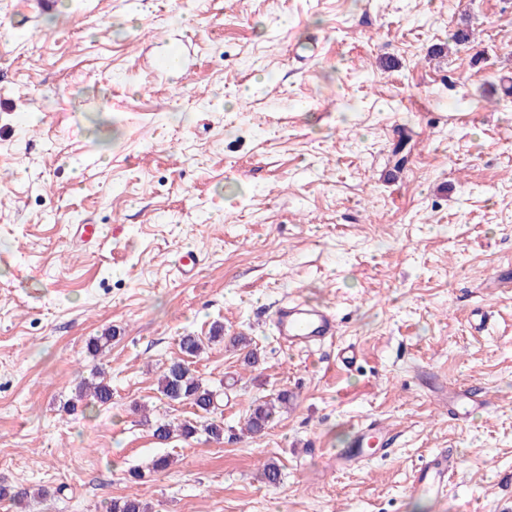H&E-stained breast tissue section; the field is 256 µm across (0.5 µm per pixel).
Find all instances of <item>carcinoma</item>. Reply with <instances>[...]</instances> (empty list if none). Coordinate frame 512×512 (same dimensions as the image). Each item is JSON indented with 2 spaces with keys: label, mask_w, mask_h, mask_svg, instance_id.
I'll list each match as a JSON object with an SVG mask.
<instances>
[{
  "label": "carcinoma",
  "mask_w": 512,
  "mask_h": 512,
  "mask_svg": "<svg viewBox=\"0 0 512 512\" xmlns=\"http://www.w3.org/2000/svg\"><path fill=\"white\" fill-rule=\"evenodd\" d=\"M224 329L217 327L214 334L202 339L187 334L181 337L179 349L181 356L174 357L165 366L160 382V393L171 402H187L199 411L196 418L183 420L176 424L159 423L154 436L167 441L173 434L190 438L203 432L214 441L224 439V418L218 414L217 391L208 386L190 369L191 360L198 357L204 349V341L214 342L222 339ZM89 397L93 406L105 408L112 403V385L101 375L79 386L77 399ZM293 394L282 391L272 401L258 402L252 406L245 422V429L251 434L263 432L281 409L293 404ZM108 512H150L148 503L137 497H124L112 500Z\"/></svg>",
  "instance_id": "carcinoma-1"
}]
</instances>
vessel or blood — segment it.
Listing matches in <instances>:
<instances>
[{
  "label": "vessel or blood",
  "instance_id": "obj_1",
  "mask_svg": "<svg viewBox=\"0 0 512 512\" xmlns=\"http://www.w3.org/2000/svg\"><path fill=\"white\" fill-rule=\"evenodd\" d=\"M274 326L278 336L289 346L306 348L321 344L336 335V317L325 307H308L301 304H288L278 308L274 314ZM490 399L469 385L448 394V409L458 418L468 417L478 407L489 404ZM377 431L375 422L358 427L349 448L344 449L340 458L350 463L358 461L360 450ZM461 465L457 453L440 449L430 453L415 469L409 487L411 494L441 502L447 499L454 476Z\"/></svg>",
  "mask_w": 512,
  "mask_h": 512
}]
</instances>
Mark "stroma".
I'll use <instances>...</instances> for the list:
<instances>
[{"label":"stroma","mask_w":512,"mask_h":512,"mask_svg":"<svg viewBox=\"0 0 512 512\" xmlns=\"http://www.w3.org/2000/svg\"><path fill=\"white\" fill-rule=\"evenodd\" d=\"M17 2L0 0V485L28 490L25 512H512V287L491 285L512 266V0ZM176 41L179 70H154ZM288 299L330 307L335 341L288 349ZM217 325L191 369L223 442L156 440L195 413L159 393L164 364ZM98 368L101 411L75 400ZM468 383L495 405L461 423L448 391ZM283 390L293 406L243 433ZM366 420L392 451L337 468ZM441 448L461 468L437 505L409 486Z\"/></svg>","instance_id":"1"}]
</instances>
